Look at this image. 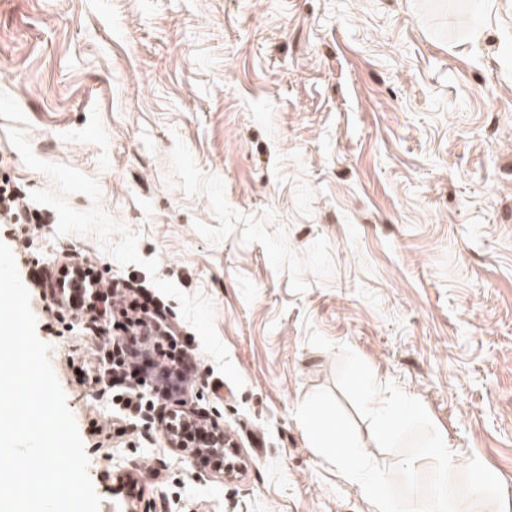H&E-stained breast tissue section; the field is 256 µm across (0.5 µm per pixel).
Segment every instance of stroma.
Listing matches in <instances>:
<instances>
[{"label": "stroma", "instance_id": "obj_1", "mask_svg": "<svg viewBox=\"0 0 512 512\" xmlns=\"http://www.w3.org/2000/svg\"><path fill=\"white\" fill-rule=\"evenodd\" d=\"M39 222L28 274L99 512H374L294 416L348 345L422 402L512 506V0H0V181ZM92 265L164 315L187 377L116 411L120 308L64 307ZM208 411L242 467L171 448Z\"/></svg>", "mask_w": 512, "mask_h": 512}]
</instances>
